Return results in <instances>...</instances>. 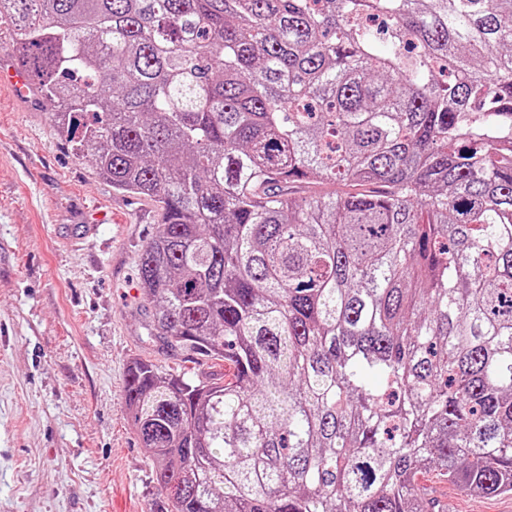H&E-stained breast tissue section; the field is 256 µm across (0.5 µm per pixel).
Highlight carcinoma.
Here are the masks:
<instances>
[{
	"label": "carcinoma",
	"mask_w": 512,
	"mask_h": 512,
	"mask_svg": "<svg viewBox=\"0 0 512 512\" xmlns=\"http://www.w3.org/2000/svg\"><path fill=\"white\" fill-rule=\"evenodd\" d=\"M53 131L163 220L128 367L165 512L512 493V0H0ZM314 180L344 195L297 197Z\"/></svg>",
	"instance_id": "cac0c4a2"
}]
</instances>
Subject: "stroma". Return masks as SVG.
<instances>
[{
  "mask_svg": "<svg viewBox=\"0 0 512 512\" xmlns=\"http://www.w3.org/2000/svg\"><path fill=\"white\" fill-rule=\"evenodd\" d=\"M46 110L34 96H0V512H159L128 366L208 377L224 364L149 335L138 257L159 206L112 191ZM102 199L117 223L70 250L74 225ZM422 485L440 512H512V494L468 496L431 474Z\"/></svg>",
  "mask_w": 512,
  "mask_h": 512,
  "instance_id": "35a3bbf8",
  "label": "stroma"
}]
</instances>
